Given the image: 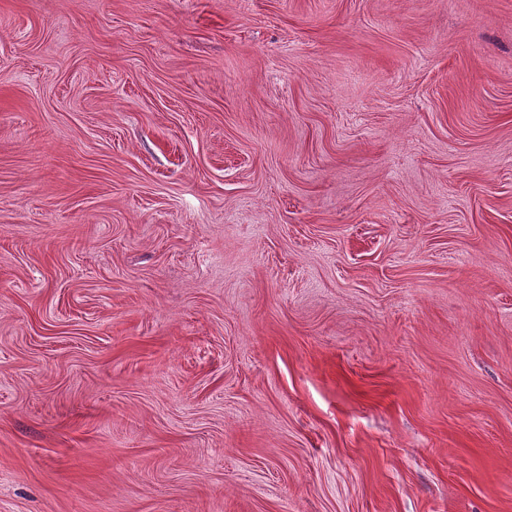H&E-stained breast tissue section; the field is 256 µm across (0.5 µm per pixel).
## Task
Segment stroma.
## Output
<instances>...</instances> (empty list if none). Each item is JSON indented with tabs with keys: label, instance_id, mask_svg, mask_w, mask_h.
<instances>
[{
	"label": "stroma",
	"instance_id": "obj_1",
	"mask_svg": "<svg viewBox=\"0 0 512 512\" xmlns=\"http://www.w3.org/2000/svg\"><path fill=\"white\" fill-rule=\"evenodd\" d=\"M0 512H512V0H0Z\"/></svg>",
	"mask_w": 512,
	"mask_h": 512
}]
</instances>
